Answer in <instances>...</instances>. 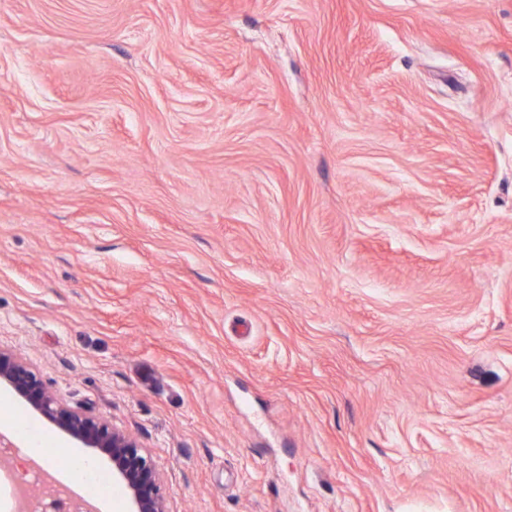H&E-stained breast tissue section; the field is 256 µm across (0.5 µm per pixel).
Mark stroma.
I'll list each match as a JSON object with an SVG mask.
<instances>
[{
	"label": "stroma",
	"instance_id": "stroma-1",
	"mask_svg": "<svg viewBox=\"0 0 512 512\" xmlns=\"http://www.w3.org/2000/svg\"><path fill=\"white\" fill-rule=\"evenodd\" d=\"M0 348L169 512H512V0H0Z\"/></svg>",
	"mask_w": 512,
	"mask_h": 512
}]
</instances>
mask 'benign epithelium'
<instances>
[{"label":"benign epithelium","mask_w":512,"mask_h":512,"mask_svg":"<svg viewBox=\"0 0 512 512\" xmlns=\"http://www.w3.org/2000/svg\"><path fill=\"white\" fill-rule=\"evenodd\" d=\"M2 388L77 447L92 448L107 457L112 462V477L123 485L132 512H168L162 477L132 434L102 417L69 406L44 385L23 357L0 348Z\"/></svg>","instance_id":"7a95c632"}]
</instances>
